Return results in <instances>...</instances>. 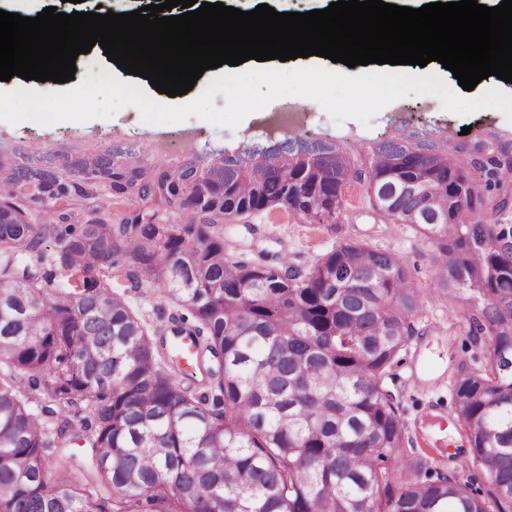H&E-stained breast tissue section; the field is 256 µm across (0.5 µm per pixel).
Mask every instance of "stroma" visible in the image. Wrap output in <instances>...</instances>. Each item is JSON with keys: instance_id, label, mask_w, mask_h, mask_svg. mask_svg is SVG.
<instances>
[{"instance_id": "obj_1", "label": "stroma", "mask_w": 512, "mask_h": 512, "mask_svg": "<svg viewBox=\"0 0 512 512\" xmlns=\"http://www.w3.org/2000/svg\"><path fill=\"white\" fill-rule=\"evenodd\" d=\"M152 0H25L23 9L37 15L49 6L65 13L97 9L131 12ZM469 134H462V127ZM192 128L197 135L194 161L207 163L213 156L246 149H262L275 144L274 136L258 126L255 119L237 127L216 126L197 117L186 122L153 124L144 122L137 108L127 107L108 119H92L81 124L66 121L52 125L23 122L0 123V164L16 172L39 176L46 173L67 187H85L89 195L60 199L55 207L72 228L98 219L119 224L141 215L152 224H177L180 213L142 202L130 201L113 191L110 183L84 180L80 170L86 162L104 158L116 166L126 165V146L163 143L161 154L145 157L148 167L171 170L184 162L182 132ZM405 136L408 141L424 140L433 145L447 143L449 158L467 153L474 139L499 138L512 143V120L495 109H483L461 116L443 109L431 95L409 96L383 108L369 124L355 119L335 122L321 106H314L304 126L302 138L328 141L346 148L348 154H369L382 142ZM224 251L235 260L261 262L290 254L291 265L306 269L322 255L343 242H359L389 251L403 260L420 290L422 312L406 351L392 366L388 385L396 394L401 419L411 431L413 446L435 467H447L448 446L432 425L433 416L448 414L452 392L448 376L457 363L470 366L484 361V346L473 341L458 309L449 307L435 290L436 247L410 224L391 223L377 216L367 200L352 195L350 204L335 224H303L288 211L270 208L220 221ZM113 291L124 296L130 307L154 325L167 321L173 311L169 300L149 286L132 287L122 278L109 281Z\"/></svg>"}]
</instances>
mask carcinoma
Returning <instances> with one entry per match:
<instances>
[{
  "mask_svg": "<svg viewBox=\"0 0 512 512\" xmlns=\"http://www.w3.org/2000/svg\"><path fill=\"white\" fill-rule=\"evenodd\" d=\"M469 158L386 141L356 166L338 145L300 144L157 174L85 164L82 173L182 224H33L21 196L0 202V249L31 265L0 268V512H512V208L491 154ZM393 223L435 241L441 299L486 336L484 364L451 378L452 419L467 430L483 483L429 471L414 455L385 378L415 335L419 292L404 262L357 242L305 270L224 256V237L185 197L191 181L224 215L283 208L305 224L339 217L350 181ZM55 181L39 199L64 196ZM438 216L412 218L421 198ZM56 272L41 276L45 248ZM147 283L195 337L189 375L167 327H153L100 279L104 267ZM45 400L41 414L30 407ZM88 413L83 433L72 417ZM406 473L402 483L394 467Z\"/></svg>",
  "mask_w": 512,
  "mask_h": 512,
  "instance_id": "1",
  "label": "carcinoma"
}]
</instances>
